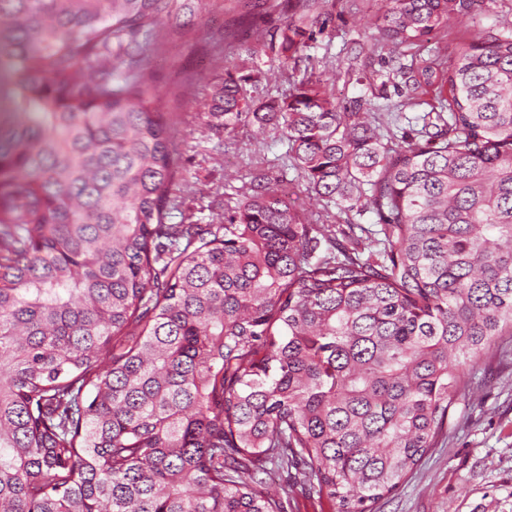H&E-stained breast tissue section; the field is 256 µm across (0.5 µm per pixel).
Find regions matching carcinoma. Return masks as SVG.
Masks as SVG:
<instances>
[{
  "mask_svg": "<svg viewBox=\"0 0 512 512\" xmlns=\"http://www.w3.org/2000/svg\"><path fill=\"white\" fill-rule=\"evenodd\" d=\"M474 0H380L374 46L447 89L417 135L341 111L306 29L199 79L208 130L281 132L318 209L259 173L170 223L180 166L137 57L195 0H0V512H372L425 457L465 365L512 336V31L445 59ZM377 217L383 248L356 224ZM285 495L269 491V468ZM280 66L278 43L276 44V48L273 49H271V47H265L264 51L260 52L257 56L256 69L259 70L266 79L272 77L273 79H270L271 83L274 80V76L278 73ZM290 496V508L288 512H336V509L326 499L322 504L318 503L313 498H308L303 495L299 490L292 493Z\"/></svg>",
  "mask_w": 512,
  "mask_h": 512,
  "instance_id": "obj_1",
  "label": "carcinoma"
}]
</instances>
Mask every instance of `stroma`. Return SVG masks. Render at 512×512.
Here are the masks:
<instances>
[{
	"label": "stroma",
	"mask_w": 512,
	"mask_h": 512,
	"mask_svg": "<svg viewBox=\"0 0 512 512\" xmlns=\"http://www.w3.org/2000/svg\"><path fill=\"white\" fill-rule=\"evenodd\" d=\"M377 0H241L233 10L222 0H200L193 15L167 20L140 57L160 88L182 85L187 94L171 98L173 137L182 158V179L175 188L190 221L210 223L217 202H236L250 174V162L263 159L270 177L289 183L297 194L305 185L285 156L279 133L255 136L239 129L234 143L204 130L189 95L200 78L224 75V59L254 44L287 22L304 27L311 38L305 50L311 63L325 69L324 81L340 108L356 102L390 115L391 132L421 128V118L437 104L438 90L417 91L405 84L399 65L416 62L373 46ZM512 29V0H487L479 11L452 20L441 39L447 59L456 45L484 31ZM371 72L365 80L363 72ZM469 384L450 409L448 420L421 465L408 473L392 497L374 512H512V338L482 363L468 368Z\"/></svg>",
	"instance_id": "stroma-1"
}]
</instances>
